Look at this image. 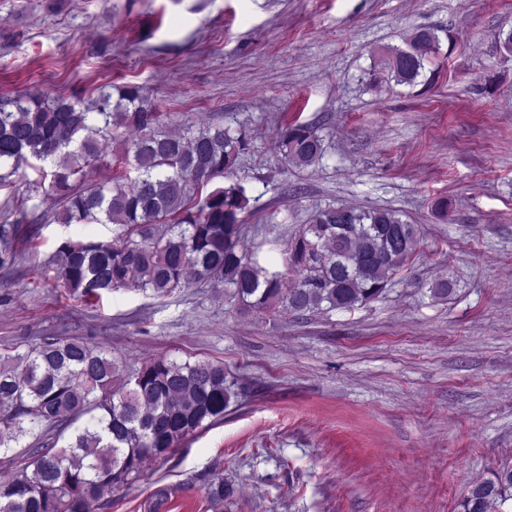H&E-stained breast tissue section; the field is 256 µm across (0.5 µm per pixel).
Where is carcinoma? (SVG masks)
<instances>
[{
  "label": "carcinoma",
  "instance_id": "obj_1",
  "mask_svg": "<svg viewBox=\"0 0 512 512\" xmlns=\"http://www.w3.org/2000/svg\"><path fill=\"white\" fill-rule=\"evenodd\" d=\"M435 30L421 27L406 47H385L381 71L412 85L438 49ZM278 140L286 164L309 167L322 139L291 124ZM115 147L123 169H112L103 144ZM245 140L222 124L185 120L167 130L145 90L127 85L117 99L100 88L89 105L39 90L0 98V187L21 182L28 193L57 198L60 224H110L112 241H62L51 269L56 287L82 299L119 289L168 296L192 282L224 289L243 312L285 316L352 309L379 297L415 255L417 227L392 209L346 205L315 211L288 247L293 286L262 268L242 245L249 198L234 181L206 191L216 178L236 176ZM40 179L27 180L25 168ZM135 176H130V173ZM25 210L0 224V267L13 262ZM231 399L224 363L154 359L125 375L108 351L84 339L45 336L23 352L0 354V451L33 442L11 459L0 483V512H88L104 489L126 484L148 459L224 418ZM92 415L91 422L75 426ZM512 466L473 484L460 512H495L508 500ZM232 487L211 486L213 512H224Z\"/></svg>",
  "mask_w": 512,
  "mask_h": 512
}]
</instances>
